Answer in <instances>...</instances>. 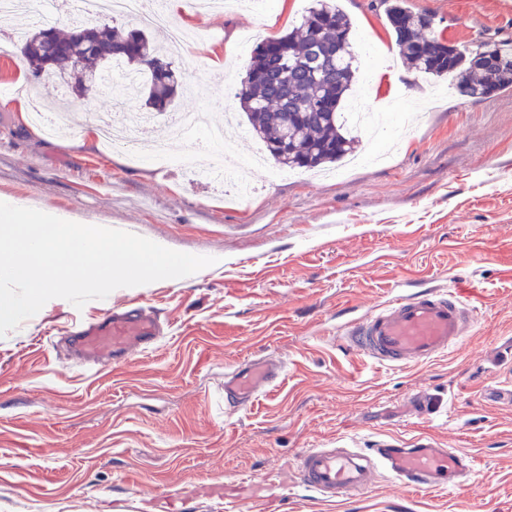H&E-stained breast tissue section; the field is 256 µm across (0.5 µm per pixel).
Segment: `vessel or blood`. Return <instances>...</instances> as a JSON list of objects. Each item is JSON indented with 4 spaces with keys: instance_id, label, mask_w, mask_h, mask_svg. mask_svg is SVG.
<instances>
[{
    "instance_id": "vessel-or-blood-1",
    "label": "vessel or blood",
    "mask_w": 512,
    "mask_h": 512,
    "mask_svg": "<svg viewBox=\"0 0 512 512\" xmlns=\"http://www.w3.org/2000/svg\"><path fill=\"white\" fill-rule=\"evenodd\" d=\"M478 321V311L455 288L430 287L393 297L382 307L347 320L339 340L348 350L387 368L426 364L459 345ZM157 322L139 308H116L106 320L78 326L77 348L88 362L100 364L133 350H146L158 339ZM279 361L261 357L247 361L224 380V398L246 406L260 390L275 383ZM474 457L454 448L417 440L405 448L380 441L373 448H310L299 458L297 476L326 501L369 491L380 471H388L405 489H457L470 483Z\"/></svg>"
}]
</instances>
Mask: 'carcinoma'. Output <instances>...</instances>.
<instances>
[{
    "mask_svg": "<svg viewBox=\"0 0 512 512\" xmlns=\"http://www.w3.org/2000/svg\"><path fill=\"white\" fill-rule=\"evenodd\" d=\"M396 45L410 68L433 78L451 76L459 95L487 98L512 88V38L498 41L497 60L483 64L475 49L445 44L422 32L432 19L412 12L406 0H381ZM352 22L337 0H312L300 25L259 43L245 78L235 89L251 135L275 163L288 170H314L352 155L358 139L341 120V106L355 81L352 47L336 52V39L350 37ZM23 61L45 91L64 84L77 97L102 93L101 53L138 78L135 95L151 112L171 107L181 73L139 28L119 30L88 22L57 28L34 27L22 42ZM156 64L146 75L141 64Z\"/></svg>",
    "mask_w": 512,
    "mask_h": 512,
    "instance_id": "1",
    "label": "carcinoma"
}]
</instances>
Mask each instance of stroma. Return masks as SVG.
Here are the masks:
<instances>
[{"mask_svg": "<svg viewBox=\"0 0 512 512\" xmlns=\"http://www.w3.org/2000/svg\"><path fill=\"white\" fill-rule=\"evenodd\" d=\"M197 14L173 61L195 90L173 109L235 114L255 43L297 26L311 0H237ZM358 66L383 67L364 104L399 101L412 118L382 164L327 174L252 175L240 200L176 169L105 146L97 122L144 111L130 98H77L66 135L45 134L17 100H40L18 44L0 46V199L51 209L166 248L214 257L178 279L115 289L75 307L45 304L0 337V512H512V90L461 97L408 68L380 0H340ZM436 38L512 37V0H407ZM90 142L78 145L77 131ZM469 289L473 334L435 361L388 369L345 349L347 319L431 286ZM138 306L163 327L151 348L97 368L66 342L74 319ZM274 355L282 380L247 407L224 406V376ZM424 438L477 460L471 490L408 493L381 477L321 501L298 482L308 448Z\"/></svg>", "mask_w": 512, "mask_h": 512, "instance_id": "1", "label": "stroma"}]
</instances>
